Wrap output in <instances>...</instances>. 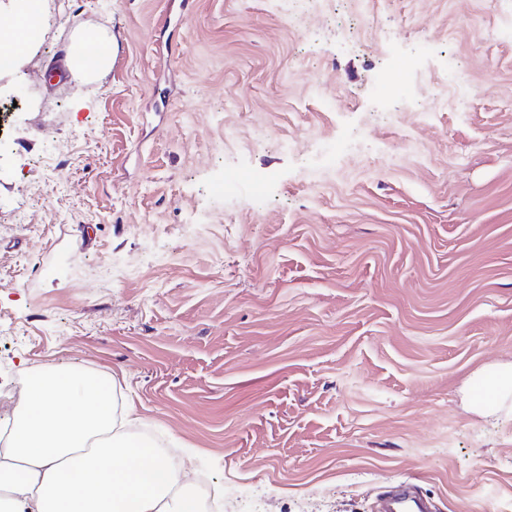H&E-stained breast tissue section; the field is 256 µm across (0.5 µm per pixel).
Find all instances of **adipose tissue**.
<instances>
[{
    "label": "adipose tissue",
    "instance_id": "adipose-tissue-1",
    "mask_svg": "<svg viewBox=\"0 0 512 512\" xmlns=\"http://www.w3.org/2000/svg\"><path fill=\"white\" fill-rule=\"evenodd\" d=\"M43 0H0L11 22L0 28V72L32 52V21ZM71 72L98 78L112 66L105 33L76 37L66 53ZM512 399V365L475 374L476 410ZM114 382L94 373L44 366L27 378L0 449V499L15 512H200L184 484L185 466L168 464L152 444L124 433Z\"/></svg>",
    "mask_w": 512,
    "mask_h": 512
}]
</instances>
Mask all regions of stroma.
Segmentation results:
<instances>
[{"instance_id":"obj_1","label":"stroma","mask_w":512,"mask_h":512,"mask_svg":"<svg viewBox=\"0 0 512 512\" xmlns=\"http://www.w3.org/2000/svg\"><path fill=\"white\" fill-rule=\"evenodd\" d=\"M512 0H46L0 101V426L53 364L229 512H512ZM111 69L53 78L76 33ZM468 75L457 109L454 69ZM265 175V196L219 194ZM485 388L483 393H478ZM512 397V365L486 368L470 380V404L478 411L504 405ZM412 503L420 508L416 488L411 484L400 483L389 497L386 512H409L404 510L411 507Z\"/></svg>"}]
</instances>
